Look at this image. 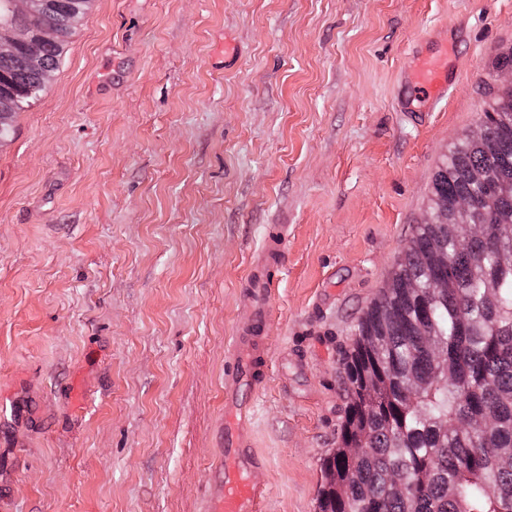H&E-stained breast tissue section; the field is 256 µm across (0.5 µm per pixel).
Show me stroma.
Returning a JSON list of instances; mask_svg holds the SVG:
<instances>
[{"label":"stroma","instance_id":"35a3bbf8","mask_svg":"<svg viewBox=\"0 0 512 512\" xmlns=\"http://www.w3.org/2000/svg\"><path fill=\"white\" fill-rule=\"evenodd\" d=\"M511 50L512 0H93L0 146V512H206L255 277L261 512H317L343 353ZM406 79L410 87L431 102L445 98L452 83L448 77L446 55L416 53L407 69Z\"/></svg>","mask_w":512,"mask_h":512}]
</instances>
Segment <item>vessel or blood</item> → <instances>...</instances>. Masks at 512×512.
<instances>
[{"label": "vessel or blood", "instance_id": "b4317fda", "mask_svg": "<svg viewBox=\"0 0 512 512\" xmlns=\"http://www.w3.org/2000/svg\"><path fill=\"white\" fill-rule=\"evenodd\" d=\"M406 79L429 101L445 98L451 84L446 55L415 54ZM270 313L266 283L252 282L245 314L230 345L232 362L224 375V478L209 491L208 512H259L269 493L256 478L265 462L253 448L250 410L239 402L238 392L251 384L258 364L259 347L251 332Z\"/></svg>", "mask_w": 512, "mask_h": 512}]
</instances>
